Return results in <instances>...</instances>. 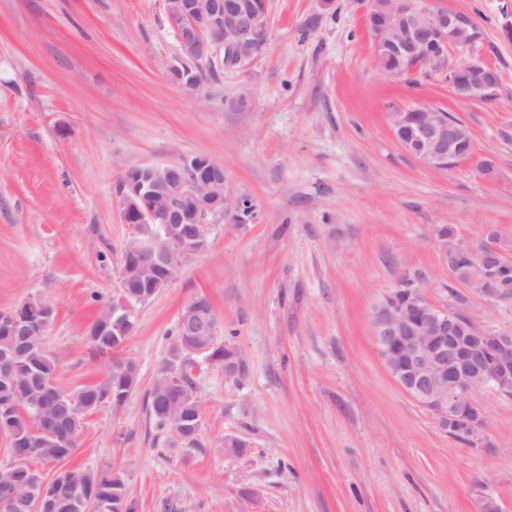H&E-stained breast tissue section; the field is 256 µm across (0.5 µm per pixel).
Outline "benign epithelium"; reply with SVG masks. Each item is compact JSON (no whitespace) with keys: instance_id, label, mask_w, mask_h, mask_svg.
I'll return each mask as SVG.
<instances>
[{"instance_id":"7a95c632","label":"benign epithelium","mask_w":512,"mask_h":512,"mask_svg":"<svg viewBox=\"0 0 512 512\" xmlns=\"http://www.w3.org/2000/svg\"><path fill=\"white\" fill-rule=\"evenodd\" d=\"M371 18L375 45L396 53L417 51L433 64V73L448 81L461 101L495 102L504 90L501 73L476 60L466 76L456 72L450 50L466 49L474 41L473 28L459 13L432 11L419 0H359ZM166 13L177 33L179 52L168 66L171 81L194 93L203 86L190 70L187 57L206 53L208 64L224 65L220 50L236 58L254 59L271 33L267 10L249 0H165ZM394 138L402 149L425 166L438 169L443 158L459 162L463 129L440 112L401 108L390 113ZM121 219L127 237L140 242V258L120 265L125 288L151 284L157 289L172 280L182 262L208 247L204 219L224 212L242 227L259 220L247 197L228 185L223 166L202 153L166 165H136L127 169L120 189ZM486 262L470 268L463 284L487 299H494L485 275ZM55 309L44 303L38 318L24 319L12 312L0 314V332L21 337L25 346L47 335ZM187 336H215L218 322L201 321V312L180 317ZM373 336L378 353L393 381L417 404L428 410L446 430L465 428L484 439L487 414L473 393L492 389L512 394V328L479 325L457 308L433 304L422 290L402 297L386 291L374 307ZM17 512L42 508L78 509L76 500L59 503L56 482L42 480L33 498H16Z\"/></svg>"}]
</instances>
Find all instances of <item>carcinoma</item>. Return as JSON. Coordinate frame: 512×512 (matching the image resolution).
I'll list each match as a JSON object with an SVG mask.
<instances>
[{
	"label": "carcinoma",
	"instance_id": "cac0c4a2",
	"mask_svg": "<svg viewBox=\"0 0 512 512\" xmlns=\"http://www.w3.org/2000/svg\"><path fill=\"white\" fill-rule=\"evenodd\" d=\"M378 66L392 76H405L413 71L431 74L432 64L416 54L380 56ZM440 232L448 238V269L459 275L470 266V259L455 253L454 229L446 225ZM139 288H120L118 298L103 307L86 331L93 350L112 359L107 374L98 382L72 392L84 398L95 411L104 404L118 406L136 387V363L118 358L127 340L124 324L112 323V305L126 299L140 304L135 295ZM202 354L226 370L243 369L235 347L217 336H184L176 331L168 362L157 373L149 394L147 414L156 434L180 435V447H202L201 434L193 426L201 425V414L195 395L191 369L194 357ZM60 364L48 342L36 340L20 352L18 370L11 381L0 380V403L13 406L11 420L3 432L10 437L12 461L0 466V488L10 485L22 496L28 493L40 476L29 461L55 463L72 456L78 448L82 417L75 419L63 410L46 405L47 388L57 378ZM65 488L74 499L91 501L89 512H136V502L128 495L127 474L112 467L96 471H68L63 474Z\"/></svg>",
	"mask_w": 512,
	"mask_h": 512
}]
</instances>
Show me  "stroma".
I'll return each instance as SVG.
<instances>
[{
  "label": "stroma",
  "instance_id": "1",
  "mask_svg": "<svg viewBox=\"0 0 512 512\" xmlns=\"http://www.w3.org/2000/svg\"><path fill=\"white\" fill-rule=\"evenodd\" d=\"M469 15L476 50L512 86V0H423ZM271 39L243 69L187 94L167 66L164 0H0V312L51 301L47 342L64 390L110 361L85 338L117 295L127 229L117 186L141 164L204 153L260 221H205L208 250L133 308L120 351L139 381L120 408L83 417L72 470L128 475L137 512H512V398L485 389L487 445L450 437L390 378L372 312L402 275L439 306L512 325V303L463 288L436 240L488 228L512 262V100L465 102L441 77L392 78L355 0H271ZM423 103L469 128L473 154L431 169L389 115ZM491 162L492 172L482 170ZM207 298L245 370L195 360L202 449L171 448L147 415L182 308ZM246 441L225 455V439Z\"/></svg>",
  "mask_w": 512,
  "mask_h": 512
}]
</instances>
